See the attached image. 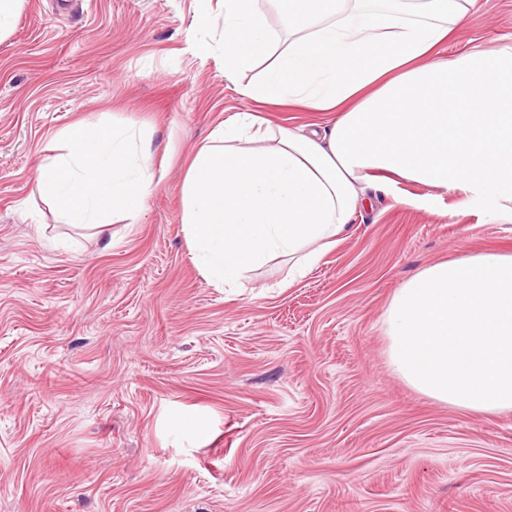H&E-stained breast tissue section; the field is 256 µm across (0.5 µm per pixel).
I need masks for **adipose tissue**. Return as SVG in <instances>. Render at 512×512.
I'll use <instances>...</instances> for the list:
<instances>
[{
  "label": "adipose tissue",
  "instance_id": "ef3b65f1",
  "mask_svg": "<svg viewBox=\"0 0 512 512\" xmlns=\"http://www.w3.org/2000/svg\"><path fill=\"white\" fill-rule=\"evenodd\" d=\"M224 0V75L259 69L242 97L333 112L318 128L271 127L238 112L215 128L183 183V227L203 274L237 281L275 255L297 274L350 229L369 191L403 179L482 202L486 223L512 216V47L446 60L439 46L477 0ZM37 183L66 224L134 222L154 183L150 153L123 127L79 126ZM393 370L434 401L512 412V254L432 264L386 311Z\"/></svg>",
  "mask_w": 512,
  "mask_h": 512
}]
</instances>
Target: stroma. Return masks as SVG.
<instances>
[{"label":"stroma","mask_w":512,"mask_h":512,"mask_svg":"<svg viewBox=\"0 0 512 512\" xmlns=\"http://www.w3.org/2000/svg\"><path fill=\"white\" fill-rule=\"evenodd\" d=\"M221 0H24L0 39V512H512V413L433 401L388 358L409 277L512 251L459 192L372 195L306 275L236 287L183 231L195 151L256 70L224 75ZM512 46L478 0L440 48ZM84 124L128 127L158 176L136 223H62L35 168Z\"/></svg>","instance_id":"1"}]
</instances>
